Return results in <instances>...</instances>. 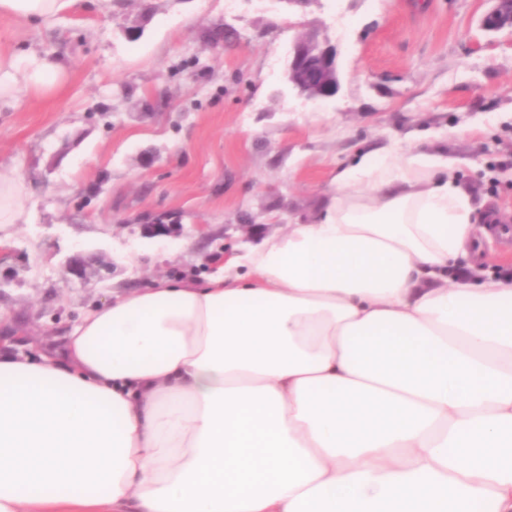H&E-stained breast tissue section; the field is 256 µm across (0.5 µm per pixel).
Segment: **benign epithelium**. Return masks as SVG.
<instances>
[{"instance_id":"7a95c632","label":"benign epithelium","mask_w":512,"mask_h":512,"mask_svg":"<svg viewBox=\"0 0 512 512\" xmlns=\"http://www.w3.org/2000/svg\"><path fill=\"white\" fill-rule=\"evenodd\" d=\"M492 6L482 15L480 25L487 32L512 29V0H490ZM288 81L299 91V96L311 103H320L339 90L337 52L334 46L323 44L314 33L293 44L288 63ZM112 270V263H104L97 256L75 254L68 272L85 282L101 272Z\"/></svg>"}]
</instances>
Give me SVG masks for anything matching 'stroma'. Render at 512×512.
<instances>
[{"label": "stroma", "instance_id": "stroma-1", "mask_svg": "<svg viewBox=\"0 0 512 512\" xmlns=\"http://www.w3.org/2000/svg\"><path fill=\"white\" fill-rule=\"evenodd\" d=\"M78 0L53 31L0 16V46L63 57L61 88L0 109V172L29 188L28 223L0 257V334L60 342L123 287L197 279L315 220L361 152L444 151L475 224H505L486 271L512 276V32L483 31L486 0ZM227 29L222 45L207 39ZM334 45L338 93L286 81L293 43ZM168 235L145 237L155 218ZM251 225L250 232L240 223ZM111 260L80 284L75 253Z\"/></svg>", "mask_w": 512, "mask_h": 512}]
</instances>
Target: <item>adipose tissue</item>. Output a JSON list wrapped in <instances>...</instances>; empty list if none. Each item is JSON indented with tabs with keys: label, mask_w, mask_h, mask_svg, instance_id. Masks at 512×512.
Listing matches in <instances>:
<instances>
[{
	"label": "adipose tissue",
	"mask_w": 512,
	"mask_h": 512,
	"mask_svg": "<svg viewBox=\"0 0 512 512\" xmlns=\"http://www.w3.org/2000/svg\"><path fill=\"white\" fill-rule=\"evenodd\" d=\"M65 74L0 49V105ZM453 170L358 155L319 219L0 352V512H512V281L481 276ZM26 196L0 174V227Z\"/></svg>",
	"instance_id": "1"
}]
</instances>
